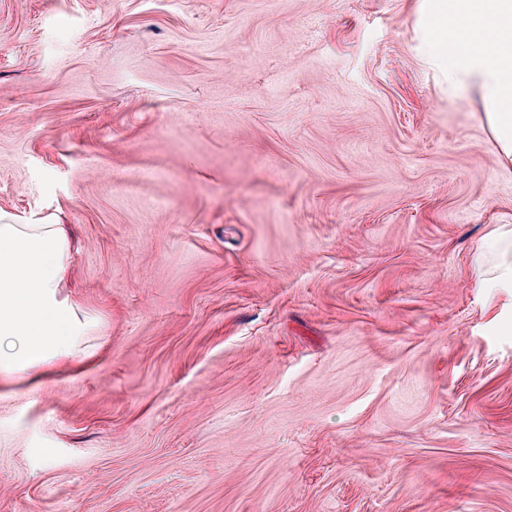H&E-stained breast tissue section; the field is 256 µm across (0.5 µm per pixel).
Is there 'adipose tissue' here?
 <instances>
[{
  "label": "adipose tissue",
  "instance_id": "1",
  "mask_svg": "<svg viewBox=\"0 0 512 512\" xmlns=\"http://www.w3.org/2000/svg\"><path fill=\"white\" fill-rule=\"evenodd\" d=\"M429 62L476 95L501 158L512 162V0H432ZM73 240L64 225L0 223V375L71 359L89 323L60 293ZM480 288H512V225L476 247Z\"/></svg>",
  "mask_w": 512,
  "mask_h": 512
}]
</instances>
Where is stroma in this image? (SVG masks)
Listing matches in <instances>:
<instances>
[{"mask_svg": "<svg viewBox=\"0 0 512 512\" xmlns=\"http://www.w3.org/2000/svg\"><path fill=\"white\" fill-rule=\"evenodd\" d=\"M426 0H0V212L90 351L0 377V512H512V163ZM473 263L477 288H512V225L497 224L475 248Z\"/></svg>", "mask_w": 512, "mask_h": 512, "instance_id": "obj_1", "label": "stroma"}]
</instances>
